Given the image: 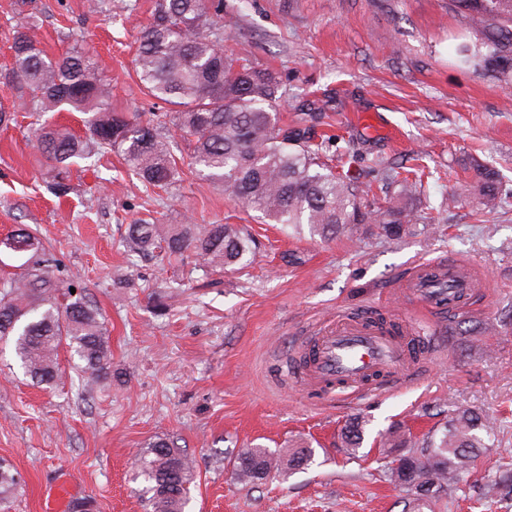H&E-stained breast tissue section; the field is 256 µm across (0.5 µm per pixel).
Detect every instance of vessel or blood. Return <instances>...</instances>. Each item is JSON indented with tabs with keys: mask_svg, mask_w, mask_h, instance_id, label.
I'll use <instances>...</instances> for the list:
<instances>
[{
	"mask_svg": "<svg viewBox=\"0 0 512 512\" xmlns=\"http://www.w3.org/2000/svg\"><path fill=\"white\" fill-rule=\"evenodd\" d=\"M399 286L433 312L445 313L466 309L483 282L467 266L448 259L414 264ZM420 342L406 323L393 331L377 330L365 320L340 315L312 337L315 358L299 368V377L328 398L338 390L350 395L376 392L412 375Z\"/></svg>",
	"mask_w": 512,
	"mask_h": 512,
	"instance_id": "obj_1",
	"label": "vessel or blood"
}]
</instances>
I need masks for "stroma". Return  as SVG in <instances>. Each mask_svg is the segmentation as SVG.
Segmentation results:
<instances>
[{
  "label": "stroma",
  "instance_id": "obj_1",
  "mask_svg": "<svg viewBox=\"0 0 512 512\" xmlns=\"http://www.w3.org/2000/svg\"><path fill=\"white\" fill-rule=\"evenodd\" d=\"M224 47L280 80L283 122L321 110L336 173L371 190L372 209L412 206L410 234L390 240L368 224L321 240L263 223L199 176L168 105L142 90L136 39L155 0H0V237L36 227L59 264L103 315L119 380L81 378L61 354L52 389L33 384L10 348L0 349V459L20 474L9 512H46L68 482L98 512H146L135 463L146 443L170 438L196 464L188 512H403L392 453L379 432L443 429L470 408L496 436L450 493L418 512H512L487 486L512 465V80L501 63L462 59L486 42L460 25L448 0H221ZM49 56L76 48L97 61L112 107L154 118L181 179L145 185L116 152L78 161L55 196L28 139L38 110L5 78L7 35L20 23ZM424 156L423 189L408 198L383 185L380 164ZM498 170L503 208L478 204L473 163ZM459 202L449 205V195ZM239 224L256 243L244 268L213 271L187 258L158 263L128 251V224ZM451 258L488 280L463 313H428L398 283L418 261ZM408 321L428 340L414 380L386 394L318 400L293 375L312 328L332 314ZM363 417V450L337 448L345 422ZM308 445L312 464L255 485L233 474L236 455Z\"/></svg>",
  "mask_w": 512,
  "mask_h": 512
}]
</instances>
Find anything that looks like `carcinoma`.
Here are the masks:
<instances>
[{"instance_id":"cac0c4a2","label":"carcinoma","mask_w":512,"mask_h":512,"mask_svg":"<svg viewBox=\"0 0 512 512\" xmlns=\"http://www.w3.org/2000/svg\"><path fill=\"white\" fill-rule=\"evenodd\" d=\"M449 7L466 25L489 33L490 54L512 45V0H449ZM8 40V75L20 91L36 99L44 113L67 109L83 114L82 135L49 122L33 130L54 193L68 191L69 167L96 147L118 152L151 187L166 188L177 181L176 159L159 128L112 110L111 91L89 56L71 49L49 58L23 25L12 28ZM136 68L147 93L172 106L173 125L192 138L199 174L261 213L266 223L306 224L324 238L369 223L378 224L391 240L411 231L416 221L412 209L367 208L360 187L323 161L330 139L315 131L321 113H308V125H278L276 74L224 51L220 9L209 0H157L140 33ZM474 171L483 209L502 208L498 172L479 163ZM387 178L399 183L406 195L417 192L418 182L393 168ZM126 240L133 252L161 263L192 255L201 265L221 270L241 264L252 250L251 237L238 224L141 219L128 225ZM2 251L26 256L21 272L0 283V342L12 345L24 373L39 386L55 385L61 379L60 351L65 350L88 379L110 377L112 351L104 321L80 283L54 262L38 230L18 229L0 240ZM493 430L488 418L465 409L452 414L438 434L414 441L411 433L391 427L381 434L380 445L414 448L399 456L395 481L413 501L422 502L426 496L420 487L426 483L438 493L455 486L484 446L483 435ZM340 439L348 454H357L364 441L363 420L349 419ZM313 456L310 448L284 455L247 448L237 455L233 472L250 485L307 466ZM139 476L146 483L150 512H186L195 472L185 449L167 438L149 443L139 460ZM21 489L18 473L0 461V505ZM489 492L512 495V471L497 468Z\"/></svg>"}]
</instances>
